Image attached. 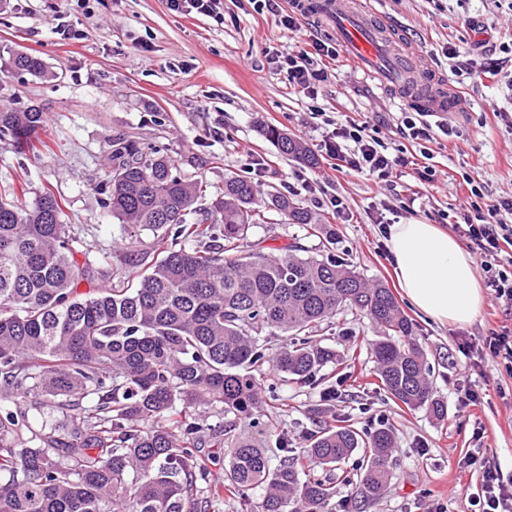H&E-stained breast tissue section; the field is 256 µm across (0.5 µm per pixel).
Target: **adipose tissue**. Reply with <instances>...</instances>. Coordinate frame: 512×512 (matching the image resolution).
Returning a JSON list of instances; mask_svg holds the SVG:
<instances>
[{
	"label": "adipose tissue",
	"mask_w": 512,
	"mask_h": 512,
	"mask_svg": "<svg viewBox=\"0 0 512 512\" xmlns=\"http://www.w3.org/2000/svg\"><path fill=\"white\" fill-rule=\"evenodd\" d=\"M387 248L410 303L441 323L470 324L483 304L471 255L436 225L393 224Z\"/></svg>",
	"instance_id": "adipose-tissue-1"
}]
</instances>
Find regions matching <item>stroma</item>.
Returning <instances> with one entry per match:
<instances>
[{
  "instance_id": "35a3bbf8",
  "label": "stroma",
  "mask_w": 512,
  "mask_h": 512,
  "mask_svg": "<svg viewBox=\"0 0 512 512\" xmlns=\"http://www.w3.org/2000/svg\"><path fill=\"white\" fill-rule=\"evenodd\" d=\"M371 13L402 30L423 66L447 75L467 109L445 116L456 138L430 144L436 182L419 181L407 169L390 186L376 188L355 175H340L324 184L327 194L343 198L353 219L335 224L331 208L314 204L310 193L289 192L296 173L309 179L327 172L326 160L314 166L282 155L263 135L269 125L298 136L307 146L320 138L326 117L344 112L361 120L381 114L388 120L381 137L401 144L394 122L405 110L378 78L339 58L316 98L290 87L286 72L269 65L268 50L288 54L305 47L311 30L288 31L269 14H259L249 0H224V17L174 12L168 0H0V108L35 104L44 113L36 133V150L17 153L0 141V195L25 196L51 189L61 200L62 221L100 246L112 258L125 250L130 234L112 221L102 206L111 167L108 143L128 136L162 147L189 177L204 181L211 207L222 196L224 179L245 174L251 158L264 156L272 165L259 182L258 207L263 218L254 230L266 246L280 248L301 237L314 249L318 238L285 224L270 206L271 195L292 194L320 223L335 224L336 254L357 266L367 279L397 289L385 240L371 217L437 225L452 232L470 176L493 198L512 197V122L500 119L511 108L505 91L485 77L480 65L454 76L441 52L449 42L484 38L496 49L512 44V0H369ZM74 31L71 39L56 32L58 23ZM41 57L48 76L12 72L13 53ZM418 325L419 338L433 369V386L450 408L445 419L401 410L380 388L367 343L378 329L351 311H339L321 330L348 364L337 367L338 397L323 399L322 387H278V409L269 420L299 445L314 420L333 421L348 415L362 423L392 427L396 448L392 478L384 496L365 512H471L482 475L466 467L480 453L512 478V377L505 372L486 379L480 369L463 371L458 351L462 340L480 342L492 329L512 325V312L485 298L474 322L442 324L406 306ZM470 387L485 397L477 407L456 409L458 388ZM317 410L310 419L309 410ZM483 438H475V429Z\"/></svg>"
}]
</instances>
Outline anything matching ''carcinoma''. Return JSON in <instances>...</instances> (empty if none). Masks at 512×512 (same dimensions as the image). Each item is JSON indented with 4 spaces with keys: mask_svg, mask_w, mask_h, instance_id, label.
I'll return each mask as SVG.
<instances>
[{
    "mask_svg": "<svg viewBox=\"0 0 512 512\" xmlns=\"http://www.w3.org/2000/svg\"><path fill=\"white\" fill-rule=\"evenodd\" d=\"M12 66L47 75L28 53ZM42 122L36 105L0 111V140L32 151ZM266 135L316 164L290 134ZM109 147L103 206L153 236L130 241L115 267L62 222L53 192L30 203L0 197V512H208L225 491L258 489L250 512H333L338 482L348 488L341 512H364L389 483L392 431L344 416L290 450L261 420L255 372L267 363L283 382L318 383L341 358L316 333L347 308L382 332L370 355L388 397L442 419L448 405L433 390L417 325L385 283L336 256V229L312 223L292 198L271 205L322 238V253L293 242L272 256L251 240L260 213L244 176L225 178L205 210L203 184L162 148L128 137ZM279 334L286 343L272 353ZM30 396L66 425L32 428L21 407ZM206 407L251 420L254 433L201 424ZM221 462L224 486L212 487L209 465Z\"/></svg>",
    "mask_w": 512,
    "mask_h": 512,
    "instance_id": "carcinoma-1",
    "label": "carcinoma"
}]
</instances>
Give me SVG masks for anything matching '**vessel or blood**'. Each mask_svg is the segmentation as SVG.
I'll use <instances>...</instances> for the list:
<instances>
[{
    "label": "vessel or blood",
    "mask_w": 512,
    "mask_h": 512,
    "mask_svg": "<svg viewBox=\"0 0 512 512\" xmlns=\"http://www.w3.org/2000/svg\"><path fill=\"white\" fill-rule=\"evenodd\" d=\"M302 10L335 36L361 69L375 74L394 95L422 112L442 115L458 103L438 80L425 76L413 49L395 48V37L353 0H299Z\"/></svg>",
    "instance_id": "1"
}]
</instances>
